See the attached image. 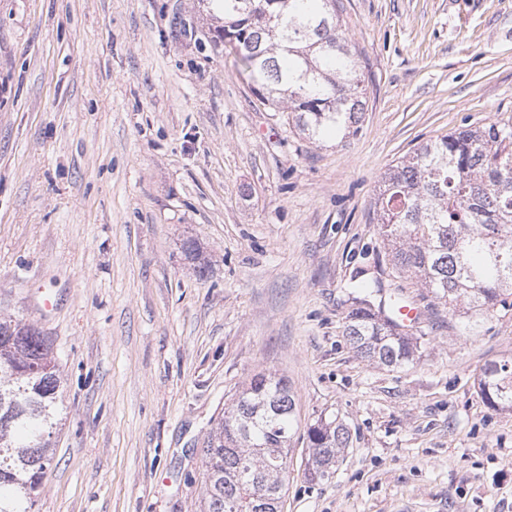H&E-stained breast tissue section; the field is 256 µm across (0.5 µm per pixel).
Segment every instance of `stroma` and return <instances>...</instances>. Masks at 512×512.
<instances>
[{"instance_id":"35a3bbf8","label":"stroma","mask_w":512,"mask_h":512,"mask_svg":"<svg viewBox=\"0 0 512 512\" xmlns=\"http://www.w3.org/2000/svg\"><path fill=\"white\" fill-rule=\"evenodd\" d=\"M336 9L365 112L315 142L252 93L208 0H0V315L50 340L64 407L36 512H199L203 441L259 372L295 398L283 512H512V413L478 388L512 310L423 295L375 206L422 142L512 124V0ZM360 271L424 307L414 362L347 341ZM322 416L350 439L312 484Z\"/></svg>"}]
</instances>
